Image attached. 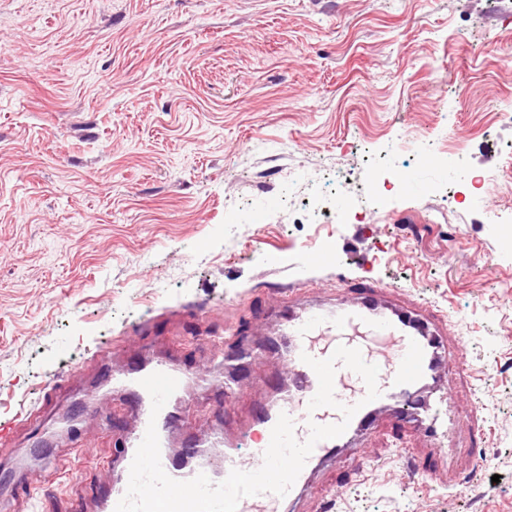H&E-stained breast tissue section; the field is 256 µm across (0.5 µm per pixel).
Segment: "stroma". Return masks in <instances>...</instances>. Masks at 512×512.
Masks as SVG:
<instances>
[{
  "mask_svg": "<svg viewBox=\"0 0 512 512\" xmlns=\"http://www.w3.org/2000/svg\"><path fill=\"white\" fill-rule=\"evenodd\" d=\"M507 112L512 0H0V466L42 477L31 448L56 444L52 487L10 512H95L136 419L114 379L142 361L191 376L173 448L222 427L251 448L284 358L246 363L226 421L219 354L345 276L446 322L487 443L473 460L468 420L398 440L379 417L372 464L318 469L301 512H512ZM339 171V221L312 223L293 179ZM89 400L111 430L76 416Z\"/></svg>",
  "mask_w": 512,
  "mask_h": 512,
  "instance_id": "35a3bbf8",
  "label": "stroma"
}]
</instances>
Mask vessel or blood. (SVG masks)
Returning <instances> with one entry per match:
<instances>
[{
	"instance_id": "obj_1",
	"label": "vessel or blood",
	"mask_w": 512,
	"mask_h": 512,
	"mask_svg": "<svg viewBox=\"0 0 512 512\" xmlns=\"http://www.w3.org/2000/svg\"><path fill=\"white\" fill-rule=\"evenodd\" d=\"M344 291L345 301L300 308L280 329V336L286 339L283 355L291 377L288 385L275 389L273 410H263L254 416L247 432L259 436L260 442L248 453H241L237 439L227 437L223 440L224 451L217 459L208 447L198 443L185 448L182 455H172L168 447L169 436L178 421L173 404L185 398L187 377L164 362L133 366L125 381L136 402L137 424L119 443L118 456L124 471L117 485L99 493L97 512H115L127 490V470L151 424L157 428L161 464L170 477L185 481L203 473L218 483L232 470L254 471L261 467L271 431L280 414H287L293 420L294 436L303 442L309 437L310 424L339 423L344 420L341 406H356L352 419L344 420L348 427L341 436L317 443L285 496L263 493L245 497L239 501L237 512H281L284 505L299 503L311 474L320 464L336 463L358 471L360 458L356 448L379 413H388L391 422L401 428L422 431L432 437L438 435L446 426L447 411L454 407L455 401L448 391V377L442 372L448 361V351L436 323L424 315L392 305L388 300L391 292L388 283L358 285L349 282ZM340 345L359 349L365 362L378 366L380 395L375 400H367L368 389L362 378L341 366L334 377L337 407L309 410V402L316 394L319 382L302 357L307 354L323 360ZM155 372L176 376L179 382L171 403L165 404L156 415L151 412V397L141 384L143 378ZM480 412L479 404L471 405L468 415L471 434L463 446L464 452L471 457L478 456L484 440Z\"/></svg>"
}]
</instances>
